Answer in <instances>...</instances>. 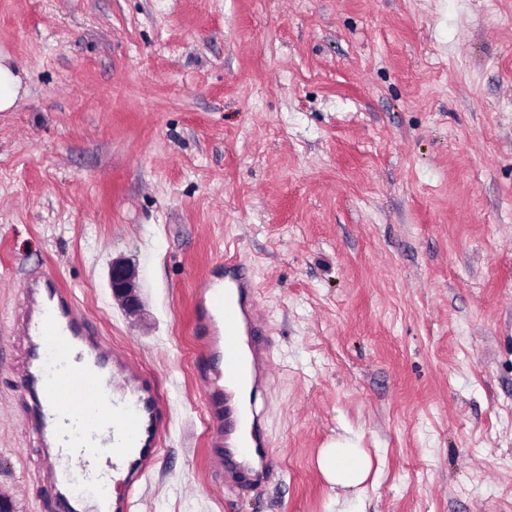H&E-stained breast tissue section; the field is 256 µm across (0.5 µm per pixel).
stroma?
Listing matches in <instances>:
<instances>
[{"label": "stroma", "mask_w": 512, "mask_h": 512, "mask_svg": "<svg viewBox=\"0 0 512 512\" xmlns=\"http://www.w3.org/2000/svg\"><path fill=\"white\" fill-rule=\"evenodd\" d=\"M0 495L44 501L5 349L31 270L180 406L136 512H512V0H0ZM246 264L277 468L208 460L195 292ZM134 262L145 306L106 285ZM356 439L361 493L321 448ZM9 56L2 54V60L7 61ZM1 60L0 52V112L12 109L19 96L20 80L15 71ZM317 463L325 479L341 487L365 483L371 471L369 456L351 439L337 440L322 448Z\"/></svg>", "instance_id": "1"}]
</instances>
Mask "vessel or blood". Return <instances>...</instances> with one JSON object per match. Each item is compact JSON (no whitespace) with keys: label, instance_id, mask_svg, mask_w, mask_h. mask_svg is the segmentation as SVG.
<instances>
[{"label":"vessel or blood","instance_id":"1","mask_svg":"<svg viewBox=\"0 0 512 512\" xmlns=\"http://www.w3.org/2000/svg\"><path fill=\"white\" fill-rule=\"evenodd\" d=\"M203 339L197 379L207 445L221 485L237 488L264 480L275 462L257 404L274 371L270 326L257 288L241 264L205 278L195 300ZM12 361L16 394L28 406V425L42 445L45 495L57 512H85L70 490L64 451L111 459L122 490L98 495L96 512H134L148 489L167 434L181 418L153 375L110 347L55 278L34 273L22 288L14 319Z\"/></svg>","mask_w":512,"mask_h":512}]
</instances>
